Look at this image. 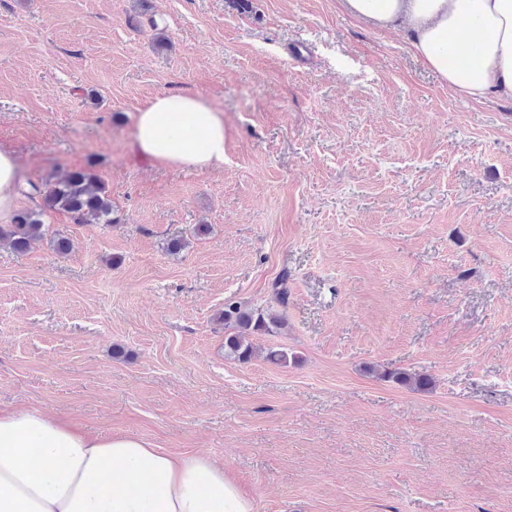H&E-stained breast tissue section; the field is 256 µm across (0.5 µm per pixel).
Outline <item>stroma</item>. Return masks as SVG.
Here are the masks:
<instances>
[{"mask_svg":"<svg viewBox=\"0 0 512 512\" xmlns=\"http://www.w3.org/2000/svg\"><path fill=\"white\" fill-rule=\"evenodd\" d=\"M185 88L219 167L132 147ZM0 146L26 182L90 170L119 218L0 245V408L207 455L255 512H512V98L460 99L342 0H0ZM283 275L253 341L293 361L227 359L225 300Z\"/></svg>","mask_w":512,"mask_h":512,"instance_id":"35a3bbf8","label":"stroma"}]
</instances>
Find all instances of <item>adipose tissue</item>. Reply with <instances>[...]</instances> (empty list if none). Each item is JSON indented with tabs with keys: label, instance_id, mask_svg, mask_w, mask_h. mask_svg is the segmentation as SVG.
I'll use <instances>...</instances> for the list:
<instances>
[{
	"label": "adipose tissue",
	"instance_id": "obj_1",
	"mask_svg": "<svg viewBox=\"0 0 512 512\" xmlns=\"http://www.w3.org/2000/svg\"><path fill=\"white\" fill-rule=\"evenodd\" d=\"M353 15L407 27L415 55L464 99L512 98V0H343ZM482 48L471 57L470 30ZM141 157L208 170L224 162V114L200 93L139 108ZM0 512H254L205 455L171 453L133 434L90 435L33 407L0 410Z\"/></svg>",
	"mask_w": 512,
	"mask_h": 512
}]
</instances>
